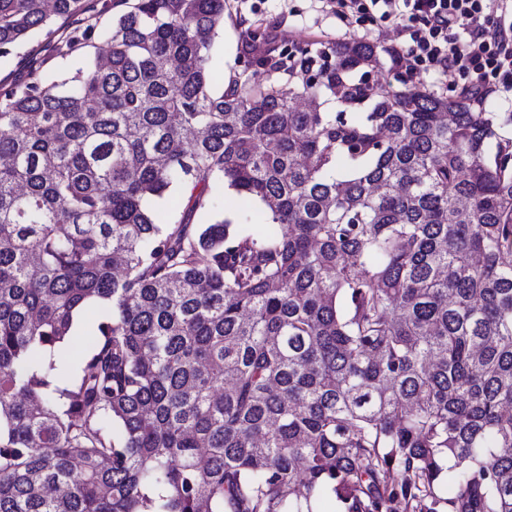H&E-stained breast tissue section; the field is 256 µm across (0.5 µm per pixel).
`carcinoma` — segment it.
I'll list each match as a JSON object with an SVG mask.
<instances>
[{
  "mask_svg": "<svg viewBox=\"0 0 512 512\" xmlns=\"http://www.w3.org/2000/svg\"><path fill=\"white\" fill-rule=\"evenodd\" d=\"M116 5L0 85V512H512V116L260 25L216 91L224 0ZM83 11L0 0V57ZM231 191V190H230ZM213 193L218 204H224L225 211H231L240 224H254L260 210V206L248 199L238 196L236 193L222 185H213Z\"/></svg>",
  "mask_w": 512,
  "mask_h": 512,
  "instance_id": "cac0c4a2",
  "label": "carcinoma"
}]
</instances>
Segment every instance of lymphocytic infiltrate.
<instances>
[{"label": "lymphocytic infiltrate", "instance_id": "f902f5d3", "mask_svg": "<svg viewBox=\"0 0 512 512\" xmlns=\"http://www.w3.org/2000/svg\"><path fill=\"white\" fill-rule=\"evenodd\" d=\"M347 34L389 24L400 69L451 78L472 97L512 90V0H326Z\"/></svg>", "mask_w": 512, "mask_h": 512}]
</instances>
